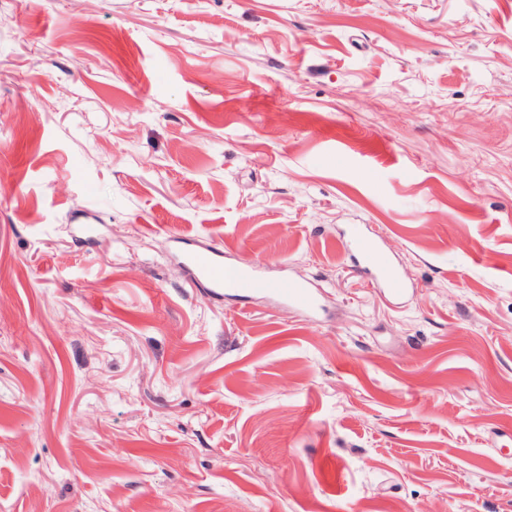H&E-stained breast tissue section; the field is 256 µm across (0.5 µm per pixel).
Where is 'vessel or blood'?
<instances>
[{"instance_id": "vessel-or-blood-1", "label": "vessel or blood", "mask_w": 512, "mask_h": 512, "mask_svg": "<svg viewBox=\"0 0 512 512\" xmlns=\"http://www.w3.org/2000/svg\"><path fill=\"white\" fill-rule=\"evenodd\" d=\"M358 256L365 262H372L376 277L392 297L404 294V284L391 263L383 256L376 243L368 238L354 240ZM186 266L195 279L207 282L216 294L223 292L259 293L292 304L302 310L314 313L320 308L318 294L308 283L297 280H270L259 276L246 265L228 263L220 248L193 250L185 254Z\"/></svg>"}]
</instances>
